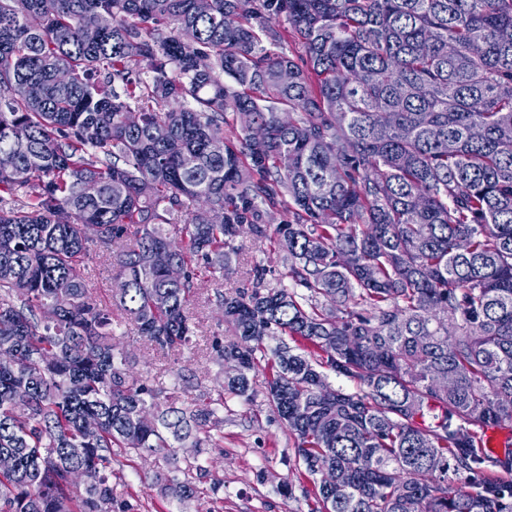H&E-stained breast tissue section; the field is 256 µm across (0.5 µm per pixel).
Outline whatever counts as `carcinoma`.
Returning <instances> with one entry per match:
<instances>
[{"mask_svg":"<svg viewBox=\"0 0 512 512\" xmlns=\"http://www.w3.org/2000/svg\"><path fill=\"white\" fill-rule=\"evenodd\" d=\"M290 34L299 59L266 47ZM246 229L289 285L257 266L215 292L238 371L164 407L114 326L188 346L198 277H231ZM1 357L0 512H116L117 450L183 512L259 370L296 461L336 471L322 512H512L481 442L512 426V0H0ZM107 258L106 247L92 246L90 256L84 261L82 273L97 302L111 306L115 271L112 270Z\"/></svg>","mask_w":512,"mask_h":512,"instance_id":"1","label":"carcinoma"}]
</instances>
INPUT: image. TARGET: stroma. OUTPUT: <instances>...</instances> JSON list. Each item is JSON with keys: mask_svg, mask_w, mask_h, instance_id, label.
<instances>
[{"mask_svg": "<svg viewBox=\"0 0 512 512\" xmlns=\"http://www.w3.org/2000/svg\"><path fill=\"white\" fill-rule=\"evenodd\" d=\"M239 272L225 281L224 290L249 284L254 264L265 268V282L276 287L286 284V269L269 245L244 237ZM83 277L97 302L112 303L114 272L108 250L95 247L84 261ZM213 283L202 285L192 305L196 325L193 343L176 354H163L151 347L135 330L116 331L114 340L127 351L133 370L149 385L163 387L161 403L187 405L200 392L215 391L220 367L213 349L215 342L233 341L220 307L213 299ZM251 401L224 399V441L208 449L210 476L200 483V493L191 512H316L317 480L294 458V437L268 407L264 377L253 380ZM112 467L120 478L115 483L118 501L129 512H167L169 505L158 492L153 459L115 455ZM221 480L219 491H212V480Z\"/></svg>", "mask_w": 512, "mask_h": 512, "instance_id": "stroma-1", "label": "stroma"}]
</instances>
